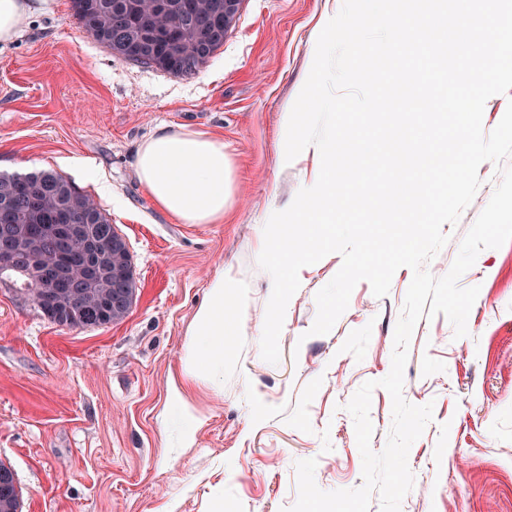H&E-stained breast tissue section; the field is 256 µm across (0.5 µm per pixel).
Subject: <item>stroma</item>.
<instances>
[{"mask_svg":"<svg viewBox=\"0 0 512 512\" xmlns=\"http://www.w3.org/2000/svg\"><path fill=\"white\" fill-rule=\"evenodd\" d=\"M18 36L0 44V174L52 170L91 196L124 238L137 296L119 323L50 322L0 282V463L15 474L19 512H285L298 498L295 463L316 459L324 491L362 483L346 405L391 369L394 330L411 283L389 293L359 282L325 335H310L316 294L342 266L332 253L299 272L279 338L263 360L259 324L271 276L258 264L263 228L313 186L320 156L278 161L284 121L310 73L316 41L342 0H243L235 29L200 70L176 76L110 53L81 30L71 0H31ZM224 142L232 193L220 224L161 213L134 167L158 128ZM481 185L434 262L449 271L500 176ZM244 297L224 359V389L193 391L201 426L181 448L168 419L193 314L210 278ZM460 286H479L467 336L444 315L415 326L403 395L433 404L409 452L414 485L400 512H512V241L480 252Z\"/></svg>","mask_w":512,"mask_h":512,"instance_id":"35a3bbf8","label":"stroma"}]
</instances>
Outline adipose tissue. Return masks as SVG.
I'll use <instances>...</instances> for the list:
<instances>
[{"mask_svg":"<svg viewBox=\"0 0 512 512\" xmlns=\"http://www.w3.org/2000/svg\"><path fill=\"white\" fill-rule=\"evenodd\" d=\"M140 184L165 214L186 224H220L230 190V171L223 140L201 131L159 129L135 154ZM229 283L223 273L210 280L194 329L181 356V378L169 388L174 418L188 421L181 447H191L199 428L187 391L195 384L215 388L224 381V350L235 336L226 318Z\"/></svg>","mask_w":512,"mask_h":512,"instance_id":"obj_1","label":"adipose tissue"}]
</instances>
